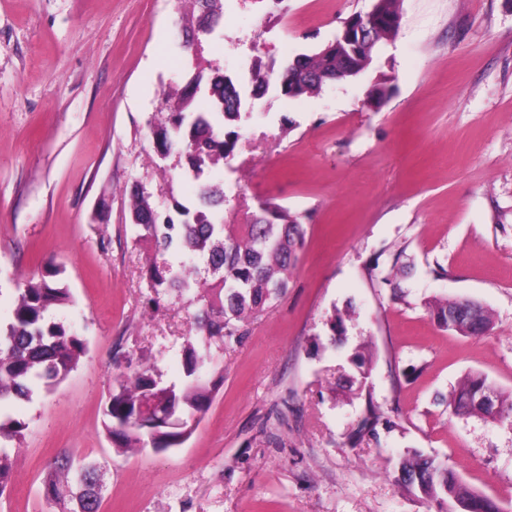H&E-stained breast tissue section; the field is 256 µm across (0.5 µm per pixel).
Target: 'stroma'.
Returning a JSON list of instances; mask_svg holds the SVG:
<instances>
[{"label":"stroma","instance_id":"35a3bbf8","mask_svg":"<svg viewBox=\"0 0 512 512\" xmlns=\"http://www.w3.org/2000/svg\"><path fill=\"white\" fill-rule=\"evenodd\" d=\"M305 2L224 0L200 67L182 0H0V320L50 260L73 296L53 317L88 345L65 381L23 404L0 512H57L41 481L63 452L101 464L100 512H437L394 481L411 450L512 512V418L452 402L470 374L512 392V0H402L396 36L363 75L299 99L268 94L241 122L234 159L212 172L224 221L245 223L266 199L300 216L289 287L241 343L212 340L223 383L183 447L121 454L103 429L120 375L147 364L179 380L199 308L156 299L135 242L131 184L197 208L178 154L158 161L148 121L195 74L281 66L372 5L335 0L309 23ZM377 82L390 89L378 110ZM443 298L479 302L492 327L442 329L427 304ZM337 315L346 332L333 344ZM364 344L369 375L352 394L340 376ZM370 401L376 433L350 447Z\"/></svg>","mask_w":512,"mask_h":512}]
</instances>
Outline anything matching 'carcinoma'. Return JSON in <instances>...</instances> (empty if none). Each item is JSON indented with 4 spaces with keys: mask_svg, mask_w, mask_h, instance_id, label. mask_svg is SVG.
Masks as SVG:
<instances>
[{
    "mask_svg": "<svg viewBox=\"0 0 512 512\" xmlns=\"http://www.w3.org/2000/svg\"><path fill=\"white\" fill-rule=\"evenodd\" d=\"M401 0H373V21L367 39L358 42L339 31L334 47L301 53L285 62L278 73L257 60L250 68V82L287 98L321 92L323 87L353 79L368 69L379 46L394 38L400 25ZM198 15L189 18L190 29L206 25L215 31L224 15V0H193ZM195 94L165 93L162 118L149 122L158 153L177 150L184 159L182 175L197 187L195 213L169 196L163 209L151 195L132 186L131 218L152 258L147 268L156 294L193 295L202 302L194 315L196 335L188 337L180 353L182 378L167 383L153 368L143 367L113 386L103 405V427L114 447L133 451L146 446L181 448L196 431L213 401L223 377L206 370L212 363L211 340L222 337L240 341L248 324L288 289L289 278L304 243L298 215L270 201L259 204L250 223L236 230L224 224V185L211 180L212 170L235 157L240 134L236 127L246 111L239 83L224 79L215 69L206 105L194 104ZM50 265L38 278L16 288L11 317L0 328V404L17 406L29 400L32 387H52L77 369L86 354L85 339L73 327L54 321L52 311L72 302L69 288L53 277ZM438 325L464 336H474L492 323L483 307L468 308L458 299L429 304ZM488 388L480 375H468L454 395L457 410L498 421L512 413V393L494 392V406L479 394ZM381 411L369 403L347 441L356 447L375 432ZM27 423L19 414H0V440L22 434ZM12 460L0 446V498L9 491ZM400 484L439 508L463 505L466 512H502L484 495L472 491L448 464L412 452L398 463ZM45 498L59 512H100L103 484L96 461L77 460L63 453L45 472Z\"/></svg>",
    "mask_w": 512,
    "mask_h": 512,
    "instance_id": "obj_1",
    "label": "carcinoma"
}]
</instances>
